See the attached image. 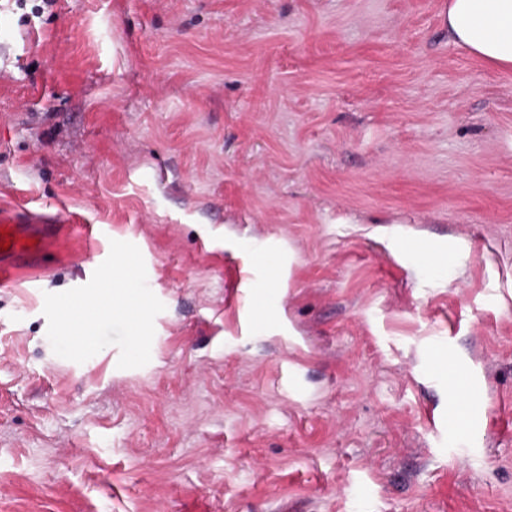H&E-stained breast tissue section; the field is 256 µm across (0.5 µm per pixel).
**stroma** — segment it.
<instances>
[{
	"label": "stroma",
	"mask_w": 512,
	"mask_h": 512,
	"mask_svg": "<svg viewBox=\"0 0 512 512\" xmlns=\"http://www.w3.org/2000/svg\"><path fill=\"white\" fill-rule=\"evenodd\" d=\"M58 205L0 512H512V71L446 0H0V206Z\"/></svg>",
	"instance_id": "1"
}]
</instances>
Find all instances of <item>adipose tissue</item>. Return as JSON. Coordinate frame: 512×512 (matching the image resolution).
I'll list each match as a JSON object with an SVG mask.
<instances>
[{
	"label": "adipose tissue",
	"mask_w": 512,
	"mask_h": 512,
	"mask_svg": "<svg viewBox=\"0 0 512 512\" xmlns=\"http://www.w3.org/2000/svg\"><path fill=\"white\" fill-rule=\"evenodd\" d=\"M448 31L472 55L512 68V0H448Z\"/></svg>",
	"instance_id": "obj_1"
}]
</instances>
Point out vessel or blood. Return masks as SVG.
Masks as SVG:
<instances>
[{"instance_id":"obj_1","label":"vessel or blood","mask_w":512,"mask_h":512,"mask_svg":"<svg viewBox=\"0 0 512 512\" xmlns=\"http://www.w3.org/2000/svg\"><path fill=\"white\" fill-rule=\"evenodd\" d=\"M0 230L8 231L11 242L8 249H0V288L11 287L24 274L43 269L46 252L72 260V244L77 240L83 243L84 257H94L101 235L98 225L80 222L64 212L38 213L20 207L0 208Z\"/></svg>"}]
</instances>
